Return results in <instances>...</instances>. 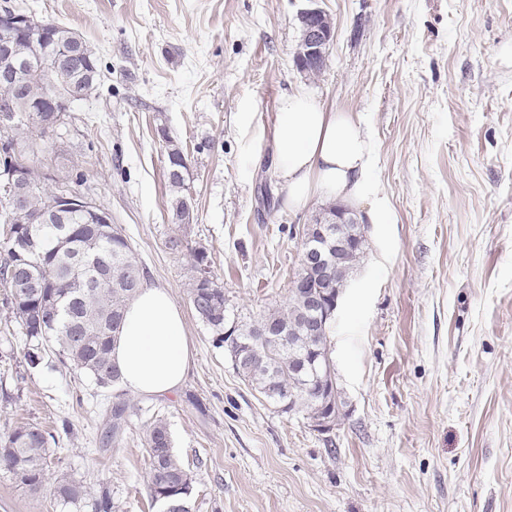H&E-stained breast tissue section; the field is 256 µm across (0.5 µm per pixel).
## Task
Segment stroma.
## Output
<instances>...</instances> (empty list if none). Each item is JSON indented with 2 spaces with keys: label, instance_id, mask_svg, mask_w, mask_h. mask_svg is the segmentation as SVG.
Wrapping results in <instances>:
<instances>
[{
  "label": "stroma",
  "instance_id": "1",
  "mask_svg": "<svg viewBox=\"0 0 512 512\" xmlns=\"http://www.w3.org/2000/svg\"><path fill=\"white\" fill-rule=\"evenodd\" d=\"M28 3L101 66L34 164L111 213L196 349L177 393H124L135 413L106 443L111 392L51 353L28 367L0 286V436L23 423L55 435L48 475L90 493L64 512H94L105 493L114 512H159L141 441L156 413L195 478L194 512H512V0H319L336 37L317 75L293 61L307 0ZM298 85L360 116L395 218L369 225L336 312L344 415L327 433L252 390L188 295L202 249L230 317L285 305L299 231L323 204L291 212L275 194L270 129ZM167 136L187 157L185 225L169 217ZM0 512L53 510L0 471Z\"/></svg>",
  "mask_w": 512,
  "mask_h": 512
}]
</instances>
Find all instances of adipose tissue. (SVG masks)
I'll list each match as a JSON object with an SVG mask.
<instances>
[{"mask_svg":"<svg viewBox=\"0 0 512 512\" xmlns=\"http://www.w3.org/2000/svg\"><path fill=\"white\" fill-rule=\"evenodd\" d=\"M375 165V145L354 113L327 108L303 86L280 96L272 129V173L285 209L300 211L319 197L367 205L372 223H391ZM193 357L170 290L143 284L126 307L112 350L123 388L143 398L175 393Z\"/></svg>","mask_w":512,"mask_h":512,"instance_id":"1","label":"adipose tissue"}]
</instances>
